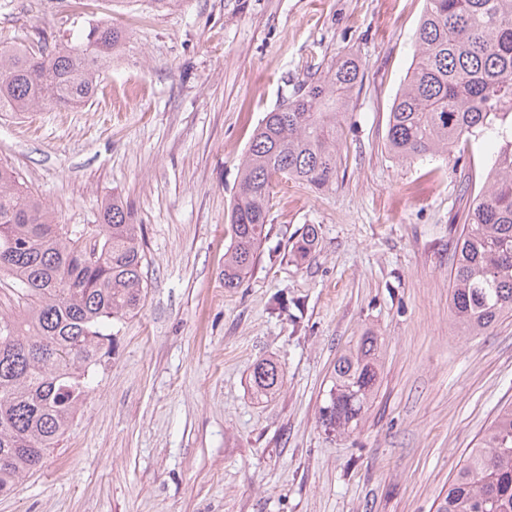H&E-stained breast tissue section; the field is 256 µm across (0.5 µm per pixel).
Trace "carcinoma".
<instances>
[{
	"label": "carcinoma",
	"instance_id": "cac0c4a2",
	"mask_svg": "<svg viewBox=\"0 0 512 512\" xmlns=\"http://www.w3.org/2000/svg\"><path fill=\"white\" fill-rule=\"evenodd\" d=\"M123 33L91 23L51 48L0 45V112L80 106L98 90ZM417 50L391 106L385 146L401 161L491 149L481 189L467 199L449 294L454 325L484 334L512 317V0H426ZM352 54L296 86L255 130L229 214L224 287L254 266L268 223L273 177L317 192L336 184L339 144L354 89ZM147 263L140 225L120 201L101 224H61L0 161V276L21 300L0 312V493L14 490L58 446L110 357L112 322L137 314ZM378 338L339 356L320 408L327 429L358 427L378 385ZM276 363L252 372L260 396L279 390ZM436 512H512V405H504L448 483Z\"/></svg>",
	"mask_w": 512,
	"mask_h": 512
}]
</instances>
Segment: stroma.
<instances>
[{
    "label": "stroma",
    "instance_id": "1",
    "mask_svg": "<svg viewBox=\"0 0 512 512\" xmlns=\"http://www.w3.org/2000/svg\"><path fill=\"white\" fill-rule=\"evenodd\" d=\"M424 0H0V43H60L89 20L122 45L78 108L0 112L8 161L63 224L119 200L140 224L143 308L41 468L0 512H435L512 403V318L464 336L449 311L466 168L385 149ZM363 79L335 185L274 189L266 237L224 287L228 214L254 129L337 56ZM318 235L294 251L307 226ZM382 342L377 393L347 435L319 407L337 358ZM275 361L271 398L251 387ZM282 375L276 363L261 362L255 365L252 372V384L259 396H271L279 390Z\"/></svg>",
    "mask_w": 512,
    "mask_h": 512
}]
</instances>
